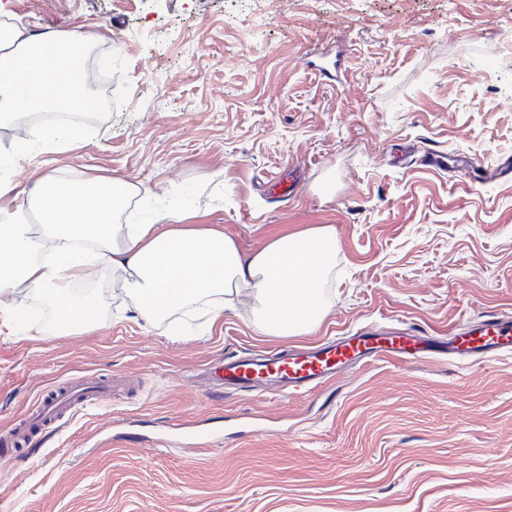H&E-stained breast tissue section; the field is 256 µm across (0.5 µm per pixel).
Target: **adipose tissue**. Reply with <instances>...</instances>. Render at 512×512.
I'll return each mask as SVG.
<instances>
[{"mask_svg": "<svg viewBox=\"0 0 512 512\" xmlns=\"http://www.w3.org/2000/svg\"><path fill=\"white\" fill-rule=\"evenodd\" d=\"M91 36L73 31L0 32V120L26 112L87 113L91 95L83 75H71L70 50L84 51ZM84 130L55 124L39 140L17 139L0 159V326L20 335L14 303L26 289L50 307L51 333L96 324L99 296L75 294L97 268L111 269L113 289L146 323L206 311L219 318L241 294L252 299V322L267 336H294L316 328L326 308L322 288L336 251V235L319 227L272 238L259 251L241 253L223 229L185 223L178 210L157 211L146 224L119 221L125 201L140 194L130 181L109 176L64 180L51 174L16 181L14 169L31 155L70 148ZM35 223L19 224L23 209Z\"/></svg>", "mask_w": 512, "mask_h": 512, "instance_id": "1", "label": "adipose tissue"}]
</instances>
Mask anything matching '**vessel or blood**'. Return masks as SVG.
Instances as JSON below:
<instances>
[{"label":"vessel or blood","mask_w":512,"mask_h":512,"mask_svg":"<svg viewBox=\"0 0 512 512\" xmlns=\"http://www.w3.org/2000/svg\"><path fill=\"white\" fill-rule=\"evenodd\" d=\"M431 354L467 361H484L512 354V315L491 312L449 336L422 333H385L373 327L312 348H301L271 357L229 358L222 362L214 378L219 387L253 389L270 386L290 396L304 394L326 384L337 369L353 364H370L379 359L405 361ZM86 383L66 385L44 397L40 413L0 435L7 446L26 444L39 426L54 421L73 408L87 392Z\"/></svg>","instance_id":"b4317fda"}]
</instances>
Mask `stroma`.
<instances>
[{
  "mask_svg": "<svg viewBox=\"0 0 512 512\" xmlns=\"http://www.w3.org/2000/svg\"><path fill=\"white\" fill-rule=\"evenodd\" d=\"M81 30L109 93L74 147L16 178L119 176L163 208L215 224L251 254L320 226L336 234L328 312L263 336L247 308L175 338L114 321L0 335V431L70 381L124 379L0 458V512H512V355L477 365L382 360L297 398L222 395L203 369L363 326L436 336L512 313V0H0V25ZM472 161L436 171L424 152ZM296 179L289 202L268 190ZM200 421L223 447L190 454Z\"/></svg>",
  "mask_w": 512,
  "mask_h": 512,
  "instance_id": "1",
  "label": "stroma"
}]
</instances>
